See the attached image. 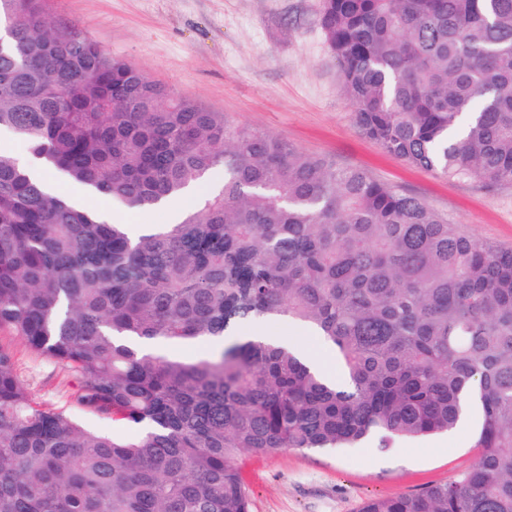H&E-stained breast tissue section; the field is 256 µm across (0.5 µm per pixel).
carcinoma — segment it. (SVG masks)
<instances>
[{
	"mask_svg": "<svg viewBox=\"0 0 512 512\" xmlns=\"http://www.w3.org/2000/svg\"><path fill=\"white\" fill-rule=\"evenodd\" d=\"M0 130L69 181L131 208L224 172L176 224L133 236L0 154V332L79 378L35 405L0 348V512H250L236 460L450 434L458 477L360 512H512V249L422 199L232 125L56 24L0 0ZM356 129L450 179L512 184V0H323ZM286 319L335 353L243 325ZM201 339L202 356L177 354Z\"/></svg>",
	"mask_w": 512,
	"mask_h": 512,
	"instance_id": "carcinoma-1",
	"label": "carcinoma"
}]
</instances>
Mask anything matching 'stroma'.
<instances>
[{"label": "stroma", "mask_w": 512, "mask_h": 512, "mask_svg": "<svg viewBox=\"0 0 512 512\" xmlns=\"http://www.w3.org/2000/svg\"><path fill=\"white\" fill-rule=\"evenodd\" d=\"M322 0H47L53 21L79 22L104 49L237 126L369 172L424 199L479 241L512 247V184L455 180L411 165L362 136L318 23ZM0 345L34 403L78 413L95 430L112 421L78 411L77 375L18 338ZM475 458L471 431L366 448L287 450L239 459L251 512H359L364 501L448 481Z\"/></svg>", "instance_id": "obj_1"}]
</instances>
